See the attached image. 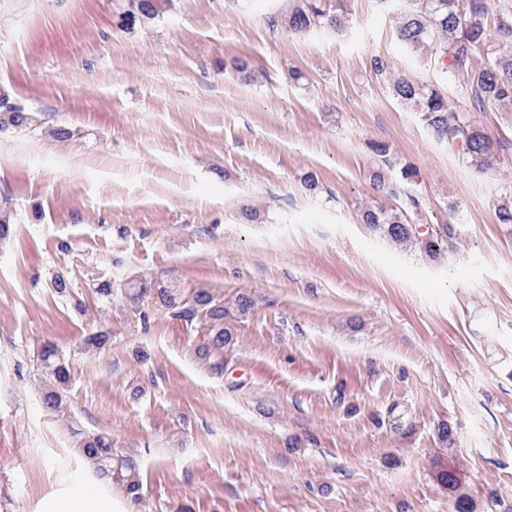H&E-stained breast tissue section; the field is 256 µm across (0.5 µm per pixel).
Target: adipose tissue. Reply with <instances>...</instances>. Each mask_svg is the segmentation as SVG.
Wrapping results in <instances>:
<instances>
[{
  "instance_id": "ef3b65f1",
  "label": "adipose tissue",
  "mask_w": 512,
  "mask_h": 512,
  "mask_svg": "<svg viewBox=\"0 0 512 512\" xmlns=\"http://www.w3.org/2000/svg\"><path fill=\"white\" fill-rule=\"evenodd\" d=\"M39 512H133L130 502L115 499L92 469L70 476L42 503Z\"/></svg>"
}]
</instances>
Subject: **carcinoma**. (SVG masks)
Listing matches in <instances>:
<instances>
[{"label":"carcinoma","instance_id":"cac0c4a2","mask_svg":"<svg viewBox=\"0 0 512 512\" xmlns=\"http://www.w3.org/2000/svg\"><path fill=\"white\" fill-rule=\"evenodd\" d=\"M405 7L394 18L398 42L406 54L415 59L422 54L446 62V73H464L469 77L471 94L468 105L458 111L450 109L448 97L438 86L428 85L399 74L382 55L370 57L369 68L385 82L391 95L401 105L412 109L430 137L445 144L462 165L480 172L498 166V152L492 137L471 117L494 105H512V54L501 51L512 47V7L496 15L495 24L487 26L485 18L493 0H404ZM159 10L158 0H133V10L123 19V27L131 29L140 18H150ZM288 30L294 35L312 31L340 36L348 28L346 0H297L288 13ZM485 57L476 64L477 56ZM29 123L24 108L13 104L8 94L0 93V129L23 127ZM381 167L373 172L370 185L374 192L396 201L390 208H367L362 222L386 239L396 243H413L422 256L432 259L448 250L455 234V210H450L443 232L423 229L420 215L425 200L413 190L417 171L409 165L396 168L388 144L370 143ZM398 169L397 176L386 172ZM125 298L133 307L148 300L172 310L187 322L204 318L210 326L208 344L200 357L207 360L211 372H224V348L233 341L234 331L224 322V302L209 291L200 289L183 298L173 283L141 282L128 289ZM40 368L46 379L41 402L51 414H65L68 406L67 387L70 371L59 350L45 345L39 354ZM77 451L93 465L94 474L122 485L128 497L142 499L139 465L135 457L113 446L112 436L103 432H76ZM440 484L454 499V512H474L471 498L460 491L456 474L449 470L438 473Z\"/></svg>","mask_w":512,"mask_h":512}]
</instances>
